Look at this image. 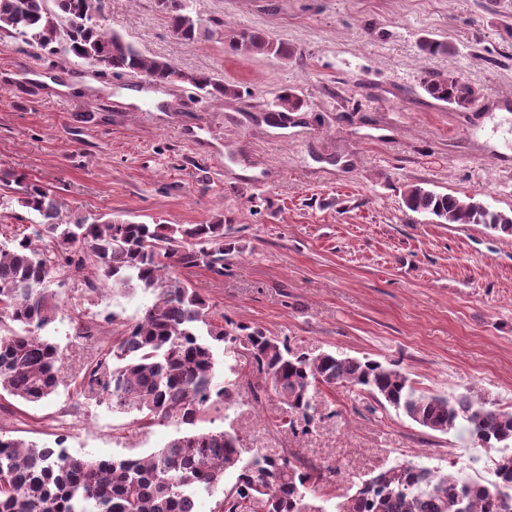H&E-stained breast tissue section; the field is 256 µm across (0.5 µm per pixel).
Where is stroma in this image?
<instances>
[{
  "label": "stroma",
  "instance_id": "obj_1",
  "mask_svg": "<svg viewBox=\"0 0 512 512\" xmlns=\"http://www.w3.org/2000/svg\"><path fill=\"white\" fill-rule=\"evenodd\" d=\"M194 43L177 38L157 0H108L114 32L142 52L236 86L215 97L184 83L163 102L135 74L93 73L66 43L30 48L0 38V177L25 175L53 190L61 221L111 214L160 224L224 225V273L183 271L214 312L287 340L393 363L421 390H469L512 407V239L480 224H437L408 210L419 185L512 211V0H192ZM225 26L288 44V59L242 58ZM428 37L447 54L424 60ZM456 71L478 89L469 108L422 89L426 70ZM94 77L95 89L73 84ZM304 102L291 119L280 90ZM151 295L86 294L71 282L47 330L67 345L75 314L120 322ZM318 413L288 450L336 483L307 499L332 512L336 497L406 462L485 472L488 457L463 430L441 434L383 409L356 388L313 390ZM83 402L78 381L30 408L0 399V429L54 444L60 415ZM84 403V402H83ZM87 405V404H86ZM280 404L242 392L209 409L207 429H237L250 460ZM138 432L132 417L91 403L68 435L84 459L146 455L184 433Z\"/></svg>",
  "mask_w": 512,
  "mask_h": 512
}]
</instances>
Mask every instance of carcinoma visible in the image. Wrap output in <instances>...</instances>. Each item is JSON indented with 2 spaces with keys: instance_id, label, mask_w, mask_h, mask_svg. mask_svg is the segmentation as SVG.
<instances>
[{
  "instance_id": "obj_1",
  "label": "carcinoma",
  "mask_w": 512,
  "mask_h": 512,
  "mask_svg": "<svg viewBox=\"0 0 512 512\" xmlns=\"http://www.w3.org/2000/svg\"><path fill=\"white\" fill-rule=\"evenodd\" d=\"M0 0V34L45 49L66 38L69 50L91 65L143 76L156 86L176 81L215 97L235 86L209 74L183 71L151 57L112 32L107 0ZM190 0H166L172 32L185 42L198 34ZM241 56L288 59V45L257 31H224ZM431 59L448 45L424 38ZM424 91L433 99L466 108L478 90L461 74L426 71ZM283 112H298L290 90L277 95ZM406 206L442 224H482L512 237V213L474 196L459 198L421 186L408 189ZM29 214L30 232L0 239V397L27 406L56 394L67 376L66 351L42 335L59 311L62 293L75 280L87 293L140 288L153 296L142 315L97 347L94 362L81 366L93 398L112 409L139 414V429L176 423L194 425L216 404L230 408L241 385L215 383L217 352L243 356L246 388L255 403L273 391L283 405L281 422L305 434L314 422L311 391L358 388L423 428L446 434L461 425L483 447L496 450L495 480L470 482L452 472L408 462L379 471L352 494L339 495L334 512H512V410L468 394L417 389L394 364L368 358L293 351L288 342L247 324L224 327L207 299L178 271L204 269L224 275L222 224H146L77 216L60 222L50 189L24 176L0 179V207ZM60 438L55 446L26 443L0 432V512H196V501L234 474L217 512H326L305 502L322 473L290 454H258L241 463L237 432L195 431L171 440L146 457L85 460L72 456Z\"/></svg>"
}]
</instances>
